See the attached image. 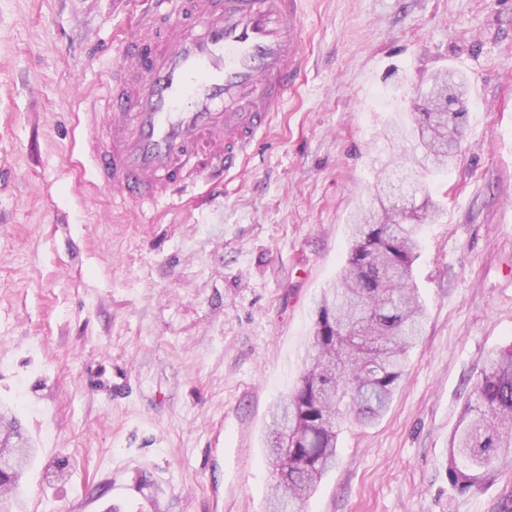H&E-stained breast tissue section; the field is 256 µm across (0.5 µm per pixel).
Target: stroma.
Returning <instances> with one entry per match:
<instances>
[{"instance_id": "stroma-1", "label": "stroma", "mask_w": 512, "mask_h": 512, "mask_svg": "<svg viewBox=\"0 0 512 512\" xmlns=\"http://www.w3.org/2000/svg\"><path fill=\"white\" fill-rule=\"evenodd\" d=\"M134 7L0 0V406L37 450L20 512H266L269 409L306 370L386 130L446 68L466 115L413 262L422 335L303 512H496L512 476L461 494L446 467L512 346V0H305L307 67L255 156L145 212L83 152Z\"/></svg>"}]
</instances>
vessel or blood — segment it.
I'll use <instances>...</instances> for the list:
<instances>
[{
	"mask_svg": "<svg viewBox=\"0 0 512 512\" xmlns=\"http://www.w3.org/2000/svg\"><path fill=\"white\" fill-rule=\"evenodd\" d=\"M85 149L113 199L171 204L251 156L306 63L303 0H144Z\"/></svg>",
	"mask_w": 512,
	"mask_h": 512,
	"instance_id": "1",
	"label": "vessel or blood"
}]
</instances>
